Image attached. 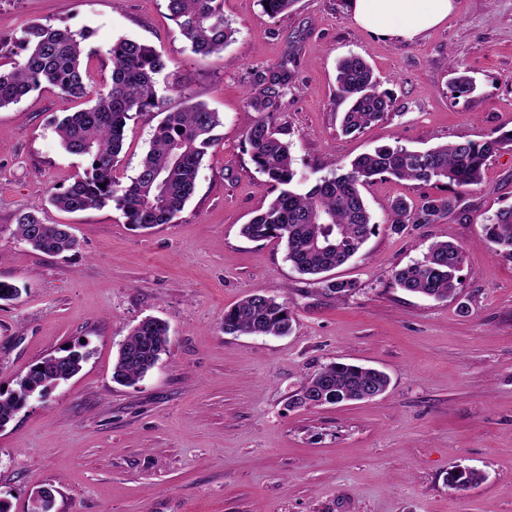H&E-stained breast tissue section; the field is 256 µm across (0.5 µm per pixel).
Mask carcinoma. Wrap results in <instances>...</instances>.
<instances>
[{"label":"carcinoma","mask_w":512,"mask_h":512,"mask_svg":"<svg viewBox=\"0 0 512 512\" xmlns=\"http://www.w3.org/2000/svg\"><path fill=\"white\" fill-rule=\"evenodd\" d=\"M170 16L192 53H221L234 41L236 30L224 18L221 0H166ZM88 34L40 23L22 30L18 41L21 60L0 68V108L19 103L43 85L66 99H84L88 106L65 116L57 134L66 152L86 158L82 178L48 203L74 213L98 209L112 202L127 222L142 229L171 224L197 189L199 168L217 141L219 113L184 94L186 104L164 109L157 97L156 76L166 68L162 55L146 44L119 37L107 49L112 61L111 86L98 88L85 62L83 42ZM292 80L287 68L269 75H254L255 91L247 94V107L258 113L245 131V144L266 185L275 192L268 207L243 225L241 233L252 241L278 239L285 243L286 259L301 275L319 276L354 258L373 235L376 224L360 187L378 176L422 183L445 181L455 187L446 197L426 198L413 205L395 200L388 213L391 229L400 233L408 225L436 224L453 215L463 192L478 185L487 160L512 146V130L481 142L457 141L426 151L383 146L363 154L349 166L318 179L300 193L294 183L297 172L288 143L270 123L279 111L281 98ZM337 95L348 102L342 113L341 130L354 134L383 118L392 107L391 96L380 90L368 63L357 55L341 59L336 74ZM161 110L163 118L136 175L124 183L114 174L122 152L127 121L134 112ZM485 240L512 253V208L498 211L485 225ZM14 237L48 255H59L77 246L66 224H47L37 207L19 215ZM462 246L432 243L422 258L394 270L393 281L402 290L446 300L459 285L457 273L463 261ZM292 331V316L283 301L255 290L224 311L228 335L286 336ZM169 343V327L157 318L142 319L119 345L113 379L134 386L152 370ZM89 352L70 347L35 363L19 382V391L0 390V428L9 423L26 398L44 396L49 389L75 376ZM387 375L375 368L331 362L307 376L294 395L295 407L308 400L340 404L373 398L385 392ZM480 474L469 468L448 473L451 487L475 485Z\"/></svg>","instance_id":"1"}]
</instances>
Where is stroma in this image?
<instances>
[{"label":"stroma","instance_id":"stroma-1","mask_svg":"<svg viewBox=\"0 0 512 512\" xmlns=\"http://www.w3.org/2000/svg\"><path fill=\"white\" fill-rule=\"evenodd\" d=\"M224 16L234 42L202 58L166 0H0V63L21 58L16 40L29 23L84 30L104 88L105 50L125 37L164 58L167 107L181 105L184 85L223 118L173 223L139 229L112 204L46 207L47 223L71 225L78 239L50 256L12 231L20 213L87 168L56 134L78 105L45 86L0 109V281L21 290L0 301V388L16 389L65 346L90 352L75 377L0 428V500L28 512L40 484L54 491L52 512H512V254L483 236L512 207V150L487 161L461 214L401 233L387 222L392 200L444 197L452 186L385 176L363 187L377 230L327 274L355 283L345 297L296 272L284 244L241 234L272 199L245 145L254 73L284 64L293 74L273 122L301 191L380 146L482 141L512 130V0H454L442 24L410 42L368 33L349 0H296L276 17L258 0H224ZM350 54L393 100L355 135L340 129L336 94L337 62ZM458 72L473 93L453 92ZM160 120L134 113L121 181L135 176ZM438 240L464 248L457 295L439 301L395 286L394 270ZM257 289L287 301L290 335L225 334V309ZM147 317L168 324L167 352L141 382L121 385L112 378L119 345ZM336 361L383 371L387 390L291 406L305 376ZM458 467L479 471L480 483L449 487Z\"/></svg>","mask_w":512,"mask_h":512}]
</instances>
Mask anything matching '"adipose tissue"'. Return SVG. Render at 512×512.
Returning <instances> with one entry per match:
<instances>
[{"instance_id":"adipose-tissue-1","label":"adipose tissue","mask_w":512,"mask_h":512,"mask_svg":"<svg viewBox=\"0 0 512 512\" xmlns=\"http://www.w3.org/2000/svg\"><path fill=\"white\" fill-rule=\"evenodd\" d=\"M355 21L382 38L412 41L441 24L453 9V0H351Z\"/></svg>"}]
</instances>
